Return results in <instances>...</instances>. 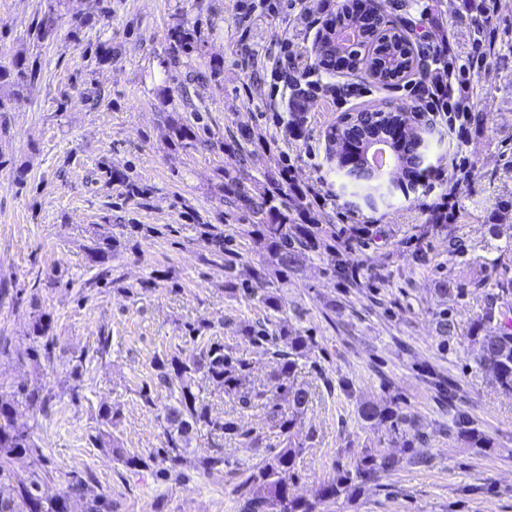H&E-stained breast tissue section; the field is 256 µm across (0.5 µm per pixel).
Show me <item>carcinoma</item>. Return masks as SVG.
<instances>
[{
  "mask_svg": "<svg viewBox=\"0 0 512 512\" xmlns=\"http://www.w3.org/2000/svg\"><path fill=\"white\" fill-rule=\"evenodd\" d=\"M70 0H44L41 18L32 29L31 36L38 42L55 38L57 21L61 8ZM95 6H86L72 13V27L69 37L77 41L80 32L96 20V13H105L103 0H94ZM362 27L360 16L354 4L344 3L339 11L319 33V41H324L331 31ZM201 30L189 26L185 18L174 15L173 23L167 32V59L165 63L177 67L190 60L197 49ZM368 50L351 60L352 70H366L374 82L383 86H393L414 72H426L431 56L417 55L410 44L406 31L383 20H378L377 28L365 37ZM85 53L98 64L112 60V43L99 41L88 44ZM40 75L37 60L26 57L15 59L11 68L0 67V79L7 78L21 87ZM382 107L372 105L358 110V113L345 118L343 125L327 134L329 146L328 159L342 167L353 142L359 143L361 150L368 149L381 136L364 137L361 123L367 112H380ZM189 119L168 116L167 124L171 144L181 149H195L205 142L202 134L208 131L203 116L196 106H191ZM396 159L401 169L413 168L416 176L428 177L419 166L423 162L417 146L394 147ZM100 178L104 185L112 187L116 183L122 188V195L128 200H144L149 189L132 180L126 172L103 162L99 165ZM348 175L362 184L367 196L380 193L385 185L387 174L372 166L348 169ZM250 177L243 169L231 166L224 169V197L235 203L236 207L256 219L254 232L256 242L268 255L267 264L254 267L247 281L238 283L237 253L233 238L213 224H201L200 235L211 247V252L224 257V275L227 285L235 290L243 287V295L257 300L267 312L280 310L279 298L270 291L268 267L288 278V272L300 266L308 253H324L329 259L334 276L347 282L351 287L360 285L359 266L346 258L336 246V231L319 224L306 202L301 188L288 177V164L281 163L278 172L268 178V186L263 195L256 197L251 193ZM499 223L491 224L489 235L499 240L505 239L506 245L512 244V197L502 198L497 205ZM97 229L86 246L91 261L105 264L122 246V241L114 235ZM491 274L471 283L473 288H488L480 314L472 322L468 336L476 353L475 360L491 372L496 383L506 391H512V276L508 275V266L504 255L500 254L489 262ZM34 308L32 320V352L36 356L51 358L53 340L50 339L51 319L49 314L38 309L37 299H31ZM271 319L261 324L246 325L243 334L253 342L267 344L272 349L273 367L269 375L268 388L240 397L241 405L248 407L252 400H266L270 407L269 421L277 443L268 444L267 454L262 460L243 470L237 484L240 512H319L320 506L341 496L353 494L360 480L377 478L388 474L400 466V457L381 448L366 449L354 467L336 466L335 475L323 482L313 499L298 498L292 493L296 476V460L304 443L294 438L293 430L308 406L311 393L301 384L295 383L294 370L298 359L304 356L312 345V337L304 331L289 325H277L269 329ZM435 332L441 339V345L448 346V338L457 333V319L454 313L441 309L435 313ZM247 363L235 356L232 347L212 342L199 357L187 364L176 356L159 359L155 363L156 379L164 384L179 383L180 398L176 405L167 408L163 415L166 446L163 448L161 462L171 471H177L181 465L182 450L187 447L189 434L193 429L203 426L209 431L219 432L234 438L244 448H258L262 439L241 426L235 417L222 420L211 417L209 409L198 402L192 384L201 374L212 382L222 386L227 393L239 392ZM431 383L436 390L448 399V405L457 400V386L451 379L438 374H430ZM288 401V411H282L278 399ZM48 397L40 385L31 388L22 387L10 394L0 393V485L9 484L11 493L7 497L0 495V512H69V501L73 496H84L86 480L71 476L66 494L47 498L41 493V482L49 478L44 469L45 455L31 438L28 430L15 423L16 407L46 408ZM360 420L373 430H385L391 440L401 448H414L426 442L417 419L404 411L397 403L376 404L365 401L358 408ZM456 438L470 448H490V438L474 426L463 415L454 422ZM16 456L30 459L31 468L19 474L11 467Z\"/></svg>",
  "mask_w": 512,
  "mask_h": 512,
  "instance_id": "1",
  "label": "carcinoma"
}]
</instances>
